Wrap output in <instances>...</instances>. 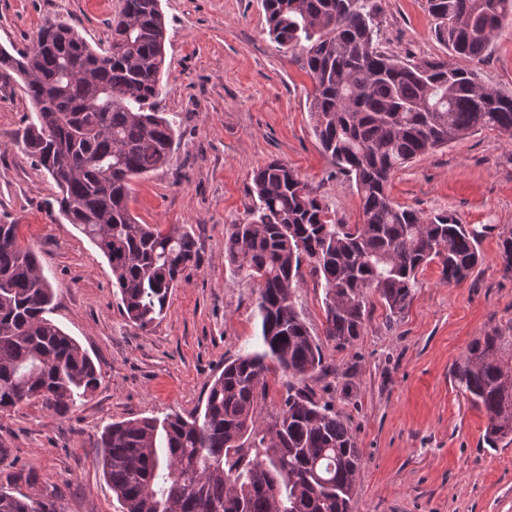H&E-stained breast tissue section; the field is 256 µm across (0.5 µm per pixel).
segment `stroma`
I'll return each instance as SVG.
<instances>
[{"mask_svg": "<svg viewBox=\"0 0 512 512\" xmlns=\"http://www.w3.org/2000/svg\"><path fill=\"white\" fill-rule=\"evenodd\" d=\"M166 19L163 90L155 109L173 123L166 166L132 182L141 224L184 226L196 266L147 330L123 314L99 249L59 218L56 186L24 151L30 120L24 84L0 68V222L17 224L55 297L51 320L100 374L67 415L24 406L0 416V486L54 493L64 512H120L97 464V440L115 421L203 406L226 362L259 334L258 288L224 259L229 225L247 218L254 170L279 159L316 192L332 218L363 221L354 181L337 172L313 131L312 83L297 57L268 34L261 0H160ZM379 47L415 61L445 57L426 0H377ZM121 0H0V48L32 51L38 30L64 21L94 49L108 48ZM486 85L512 94V30L470 64ZM394 204L450 213L479 234V261L460 284L438 264L418 275L410 305L389 315L379 297L363 334L339 348L326 339L324 290L305 276L294 301L323 352L309 385L346 418L362 451L352 512H512V443L488 447L486 416L452 371L469 344L512 325V272L501 240L512 233V136L478 129L413 159L387 185ZM33 472L35 486L17 480Z\"/></svg>", "mask_w": 512, "mask_h": 512, "instance_id": "stroma-1", "label": "stroma"}]
</instances>
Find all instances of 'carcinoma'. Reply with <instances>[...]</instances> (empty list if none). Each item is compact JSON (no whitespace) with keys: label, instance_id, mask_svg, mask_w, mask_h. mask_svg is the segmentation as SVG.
<instances>
[{"label":"carcinoma","instance_id":"cac0c4a2","mask_svg":"<svg viewBox=\"0 0 512 512\" xmlns=\"http://www.w3.org/2000/svg\"><path fill=\"white\" fill-rule=\"evenodd\" d=\"M269 35L298 55L313 91L314 133L337 171L354 180L363 223L339 224L288 164L253 172L248 220L224 234V260L258 284L259 348L224 364L204 408L114 422L98 465L122 512H351L362 463L353 431L306 381L323 353L297 311L303 265L324 289L325 336L353 344L369 295L390 314L413 298L436 262L463 282L479 260L478 233L451 214L395 205L386 184L413 159L473 130L512 133V95L446 59L411 61L378 49L375 0H262ZM436 40L453 58L479 60L512 28V0H427ZM111 45L94 50L70 25L44 26L36 47L0 67L25 83L32 108L21 140L57 189L59 213L106 257L123 313L142 330L167 311L171 289L196 265L191 234L140 224L132 179L164 165L173 123L155 112L166 57L160 0H123ZM54 291L19 225L0 224V413L38 405L64 416L96 389L92 359L47 314ZM512 326L473 340L453 377L485 412L484 442H512L507 388ZM281 371L282 403L264 412L268 375ZM0 512H63L55 498L0 487Z\"/></svg>","mask_w":512,"mask_h":512}]
</instances>
